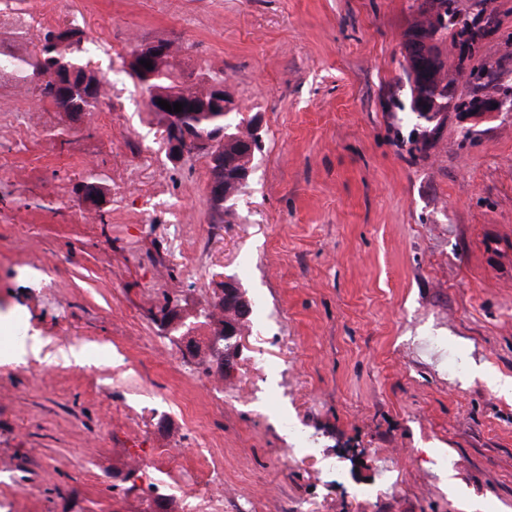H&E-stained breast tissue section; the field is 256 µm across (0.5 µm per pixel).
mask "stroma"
Wrapping results in <instances>:
<instances>
[{"mask_svg":"<svg viewBox=\"0 0 512 512\" xmlns=\"http://www.w3.org/2000/svg\"><path fill=\"white\" fill-rule=\"evenodd\" d=\"M409 4L0 0V48L75 26L112 80L74 121L0 78V512H143L188 483L197 512H512V115L449 113L415 148ZM483 7L478 60L512 79V0ZM157 41L259 115L223 213L125 72ZM230 279L254 309L226 380L153 316ZM30 336L48 355L17 358Z\"/></svg>","mask_w":512,"mask_h":512,"instance_id":"obj_1","label":"stroma"}]
</instances>
